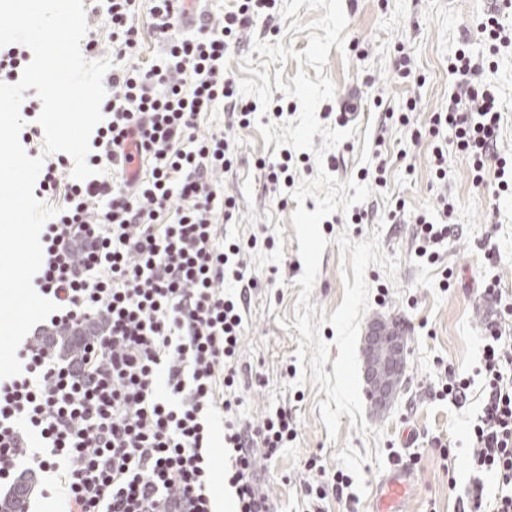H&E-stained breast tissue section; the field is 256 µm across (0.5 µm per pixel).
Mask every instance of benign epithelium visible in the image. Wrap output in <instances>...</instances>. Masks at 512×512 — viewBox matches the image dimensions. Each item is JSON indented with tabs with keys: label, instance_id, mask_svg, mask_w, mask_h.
I'll return each instance as SVG.
<instances>
[{
	"label": "benign epithelium",
	"instance_id": "7a95c632",
	"mask_svg": "<svg viewBox=\"0 0 512 512\" xmlns=\"http://www.w3.org/2000/svg\"><path fill=\"white\" fill-rule=\"evenodd\" d=\"M387 340L386 334L372 324L365 337L364 377L371 398L378 403L389 402L405 368L404 349L395 345L386 355H381L379 342Z\"/></svg>",
	"mask_w": 512,
	"mask_h": 512
}]
</instances>
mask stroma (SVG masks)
Masks as SVG:
<instances>
[{
	"label": "stroma",
	"instance_id": "35a3bbf8",
	"mask_svg": "<svg viewBox=\"0 0 512 512\" xmlns=\"http://www.w3.org/2000/svg\"><path fill=\"white\" fill-rule=\"evenodd\" d=\"M349 24L344 49H330L321 73L333 81L336 92L328 110L318 113L322 124L335 126V109L356 99L352 123L357 131L316 160L322 136H314L313 151L294 153L289 172L293 180L311 178L317 166L339 180L364 179L373 194L354 205L352 213H334L321 231L329 240L311 304L333 312L343 301V260L336 242L341 232L351 240L380 234L388 256H399L396 279L382 268L369 266V308L360 330L368 332L377 319L394 322L405 338L406 369L395 399L383 411L364 399V420L372 433L361 436L341 415L337 440H330L321 420L319 402L327 395L313 383H300L302 366L296 356L300 333L295 327V302L302 290L298 280L303 263L291 215L299 203H279L256 160L278 163L280 153L267 147L259 125L275 122L272 111H257L246 126L226 128L225 115L214 112L200 122L201 131L226 128L237 161L224 174V191L235 196L239 209L228 237L245 249L248 274L257 286L244 316L245 332L239 349L242 364L251 367L253 385L239 407L242 418L261 422L277 412H288L296 436L270 461H260L258 472L275 512H311L305 484L322 486V512H370L380 478L379 465L403 464L415 475L409 512H459L460 498L470 485L465 463L470 453L469 429L480 411L481 386L476 377L483 352V328L495 312L481 290L497 282L503 303H512V196L498 192L493 171L474 182L468 160L456 149L448 151V178L438 181L431 162L429 138L414 140L412 130H427L434 113L448 105L453 78L448 58L461 33H469L474 53L487 52L477 25L487 13L488 0H343ZM283 43L295 51L308 46L307 32L288 31L280 15L257 18L239 47L224 58V70L233 79L244 78V57L261 65L253 52L254 40ZM413 60L410 78L396 73L398 47ZM494 74L503 111L498 151L512 157V50L496 58ZM308 77L318 71L306 67ZM417 110L410 125L395 115L408 101ZM453 207L454 231L438 244L439 258L430 262L417 250L413 232L418 215L438 216L439 198ZM473 377L465 403L440 396L445 367ZM384 430L376 439L375 430ZM352 446L358 451H382V462L362 466L368 494L349 487L337 497L334 474L343 472L336 453Z\"/></svg>",
	"mask_w": 512,
	"mask_h": 512
}]
</instances>
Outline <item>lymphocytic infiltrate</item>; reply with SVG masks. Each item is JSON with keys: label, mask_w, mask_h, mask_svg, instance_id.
<instances>
[{"label": "lymphocytic infiltrate", "mask_w": 512, "mask_h": 512, "mask_svg": "<svg viewBox=\"0 0 512 512\" xmlns=\"http://www.w3.org/2000/svg\"><path fill=\"white\" fill-rule=\"evenodd\" d=\"M151 2L145 12L141 0H92L86 14L85 53L111 49L120 65L104 77V119L87 158L95 175L62 182L70 160L60 154L35 183L59 213L43 227L33 286L58 309L21 342V374L0 380V498H15L27 470L46 475L41 497L60 498L68 512H216L219 481L233 491V512H270L257 462L272 460L295 428L284 412L256 427L237 416L247 265L224 232L237 207L224 193L227 136L197 129L218 110L249 123L254 107L224 57L276 0H235L202 19L187 0ZM481 28L488 55L461 49L448 63L458 87L429 129L435 174L447 176L439 138L448 132L474 180L493 161L500 190L512 191L488 79L495 55L512 47V27L491 13ZM146 30L159 63L142 59ZM484 340L475 477L461 512H512V336L491 321Z\"/></svg>", "instance_id": "lymphocytic-infiltrate-1"}]
</instances>
